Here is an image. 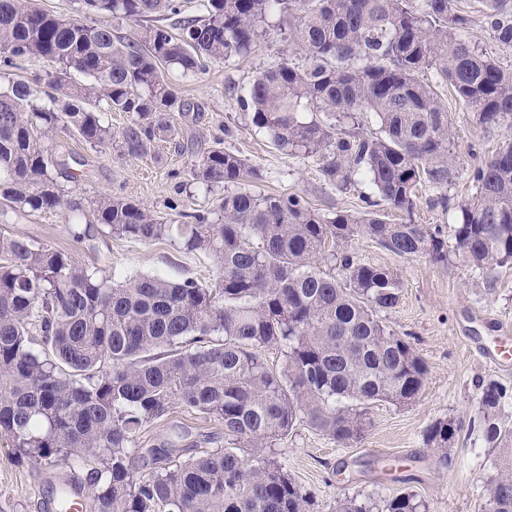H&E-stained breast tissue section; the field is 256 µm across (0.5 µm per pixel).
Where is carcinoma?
<instances>
[{"label": "carcinoma", "mask_w": 512, "mask_h": 512, "mask_svg": "<svg viewBox=\"0 0 512 512\" xmlns=\"http://www.w3.org/2000/svg\"><path fill=\"white\" fill-rule=\"evenodd\" d=\"M482 4L495 42L512 47V0ZM199 8L185 17L182 0H79L78 16L60 18L27 0H0V64L56 65L47 105L24 81L0 92L4 205L14 213L66 206L82 240L84 213L58 181L76 175L45 142L74 129L91 147L115 140L121 154L138 157L178 137L177 117L190 105L163 69L198 78L211 60L245 58L273 15L305 63L260 70L240 97L248 120L278 149L318 158L338 189L367 177L365 211L330 217L299 193H255L246 185L260 170L216 147L190 168L193 183L224 187L216 220L181 212L166 224L134 200L93 202L110 235L165 238L210 255L218 276L209 284L159 275L116 283L69 253L0 232V436L20 461L84 470L94 512H310V496L276 460L277 442L298 422L341 444L358 441L371 406L412 403L427 373L380 320L398 302L394 277L336 246L365 236L401 257L448 260L442 230L412 219L417 186L446 189L460 174L433 84L450 87L479 123L512 124V67L469 42V18L453 0H201ZM149 17L175 22L127 39L112 28ZM428 71L433 80L421 79ZM73 72L87 82L69 81ZM94 99L129 114L119 133L86 107ZM303 106L315 117L305 119ZM370 116L375 132L364 130ZM467 180L474 193L437 201L460 215L454 254L492 274L512 265V142L470 167ZM394 210L406 218L391 222ZM329 263L343 278L322 270ZM274 346L278 368L264 357ZM507 397L495 381L479 385L491 448L512 443L499 423ZM176 409L221 422L224 447L178 463L167 448H147L153 470L138 472L139 435ZM455 435L439 420L425 442L442 449ZM487 506L512 512V452L487 484ZM337 512H429V504L400 492L381 505L346 498Z\"/></svg>", "instance_id": "carcinoma-1"}]
</instances>
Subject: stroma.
<instances>
[{"label": "stroma", "mask_w": 512, "mask_h": 512, "mask_svg": "<svg viewBox=\"0 0 512 512\" xmlns=\"http://www.w3.org/2000/svg\"><path fill=\"white\" fill-rule=\"evenodd\" d=\"M454 5L472 19L467 32L472 43L494 51L502 65L512 67V48L493 41L479 0H455ZM284 61L301 65L305 54L273 26L248 57L215 61L200 77L176 79L178 96L190 106L178 122L179 138L156 142L138 158L121 156L109 146L91 149L75 133L58 134L55 145L79 163L77 181L64 184L68 202L85 207L112 194L145 204L163 220L179 209L211 212L219 205V193L189 185L188 179L196 157L218 143L257 167L263 175L260 187L267 192L301 194L322 213L361 212V197L371 190L364 177L344 190L326 184L317 159L278 150L248 123L237 97L226 94L230 85L245 91L257 70ZM442 101L453 133L448 151L462 166L480 163L512 140V125H481L453 93L443 92ZM83 226L90 237L76 241L64 210L52 208L25 214L9 230L74 254L86 264L109 261L118 281L159 275L208 283L218 274L206 254L179 252L164 240L144 243L107 235L91 214ZM347 248L396 279L399 302L380 319L426 362L425 385L412 404L373 406L368 433L347 446L297 423L276 446L278 462L310 495L312 512H335L346 497L379 500L399 492L423 497L430 512H485L486 482L497 472L499 454L482 436L478 384L494 380L512 389V362L495 367L485 358L495 345L512 347V268L488 278L458 256H449L444 264L425 256L400 257L367 237L355 238ZM437 420L452 421L458 429L444 452L424 443L426 428ZM139 444L174 448L176 459L183 461L223 447L224 426L179 411L143 431ZM448 456L453 459L449 465L444 462ZM70 476L63 465L17 463L7 440L0 438V512H52L53 488Z\"/></svg>", "instance_id": "stroma-1"}]
</instances>
